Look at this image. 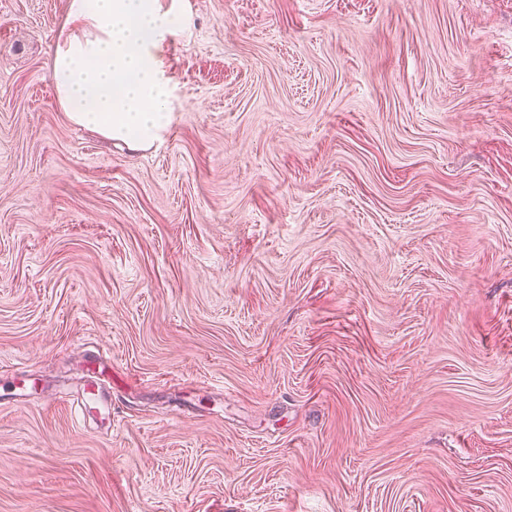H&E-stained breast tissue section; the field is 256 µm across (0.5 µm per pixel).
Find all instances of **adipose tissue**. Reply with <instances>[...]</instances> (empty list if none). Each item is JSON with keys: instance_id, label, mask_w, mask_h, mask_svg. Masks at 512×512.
Listing matches in <instances>:
<instances>
[{"instance_id": "1", "label": "adipose tissue", "mask_w": 512, "mask_h": 512, "mask_svg": "<svg viewBox=\"0 0 512 512\" xmlns=\"http://www.w3.org/2000/svg\"><path fill=\"white\" fill-rule=\"evenodd\" d=\"M186 26L179 0H70L51 53L58 105L106 139L162 143L176 100L164 51Z\"/></svg>"}]
</instances>
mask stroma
<instances>
[{
    "mask_svg": "<svg viewBox=\"0 0 512 512\" xmlns=\"http://www.w3.org/2000/svg\"><path fill=\"white\" fill-rule=\"evenodd\" d=\"M181 8L133 150L0 0V512H512V0ZM107 394H110V391L101 390V387L98 388L96 385L85 388L81 393V400L78 401L83 414L90 416L94 411L99 412L98 406L107 403Z\"/></svg>",
    "mask_w": 512,
    "mask_h": 512,
    "instance_id": "35a3bbf8",
    "label": "stroma"
}]
</instances>
